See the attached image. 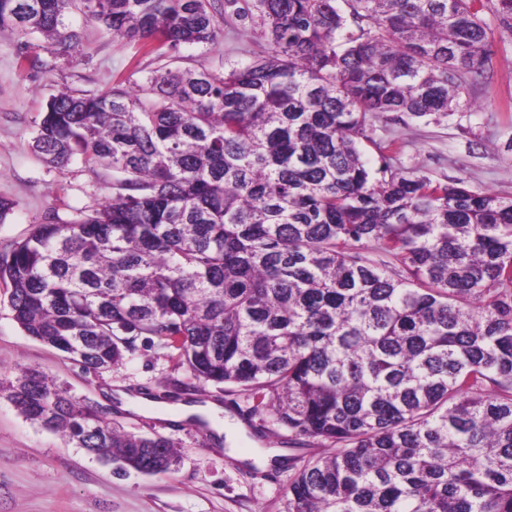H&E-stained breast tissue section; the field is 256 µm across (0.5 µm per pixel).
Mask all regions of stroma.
<instances>
[{"mask_svg": "<svg viewBox=\"0 0 512 512\" xmlns=\"http://www.w3.org/2000/svg\"><path fill=\"white\" fill-rule=\"evenodd\" d=\"M71 21L82 32L81 56L72 60L45 51L42 67L34 70L20 67L17 38L0 34V198L13 204L0 223V253L10 251L47 217L70 220L76 210L95 207L112 195L111 169L77 161L58 169L35 154L32 138L45 102L62 89L100 94L134 71L156 66L152 57L136 54L133 45L81 14H73ZM260 45L253 25L240 22L224 27L215 44L185 48L181 54L191 66H229L249 60ZM511 92L510 49L498 53L490 87L476 92L477 111L454 112L441 123L376 121L363 150L375 162L377 144L394 140L400 146L391 161L397 172L461 179L471 190L512 198V112L502 106ZM8 296L0 282V376H13L19 365L36 368L126 429L174 438L181 461L169 473L116 471L29 423L0 397V512H285L297 467L285 460L263 466V458L280 447L282 437L272 428L255 435L247 425L249 405L243 396L208 383L190 392L189 401L214 402L225 410L209 439L191 424L173 426L163 415L121 407L118 393L135 397L144 392L176 410L180 400L169 397L168 382L183 378V371L174 369L165 350L143 342L118 369H84L26 336L12 319ZM235 422L243 423V430L232 431Z\"/></svg>", "mask_w": 512, "mask_h": 512, "instance_id": "obj_1", "label": "stroma"}]
</instances>
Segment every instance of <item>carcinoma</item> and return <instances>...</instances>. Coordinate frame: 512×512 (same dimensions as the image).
<instances>
[{
    "mask_svg": "<svg viewBox=\"0 0 512 512\" xmlns=\"http://www.w3.org/2000/svg\"><path fill=\"white\" fill-rule=\"evenodd\" d=\"M78 10L161 64L102 94L61 90L33 149L119 175L0 259L14 321L98 373L141 338L190 379L322 447L288 512H512V198L392 170L376 119L473 110L512 0H0V31L75 58ZM248 21L266 51L181 68ZM164 37L156 49L152 40ZM30 423L148 474L178 442L124 429L29 367L0 396Z\"/></svg>",
    "mask_w": 512,
    "mask_h": 512,
    "instance_id": "obj_1",
    "label": "carcinoma"
}]
</instances>
